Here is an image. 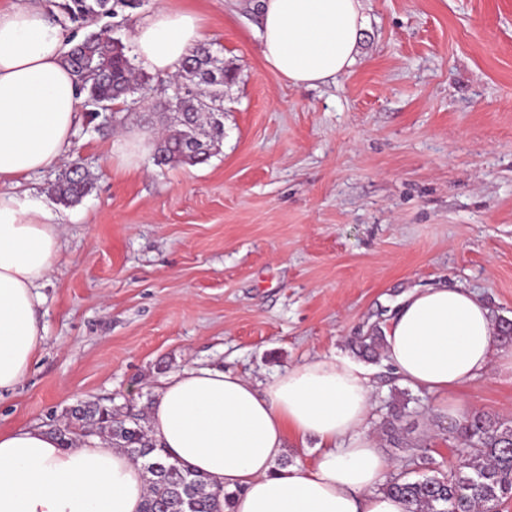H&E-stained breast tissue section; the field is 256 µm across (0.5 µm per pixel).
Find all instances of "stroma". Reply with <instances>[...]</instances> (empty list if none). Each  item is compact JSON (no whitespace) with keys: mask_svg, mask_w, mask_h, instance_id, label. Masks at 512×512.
<instances>
[{"mask_svg":"<svg viewBox=\"0 0 512 512\" xmlns=\"http://www.w3.org/2000/svg\"><path fill=\"white\" fill-rule=\"evenodd\" d=\"M201 16L236 73L224 140L206 161L121 166L114 143L157 128L172 81L150 76L116 121L83 117L66 162L93 180L56 201L61 165L21 189L58 216L61 249L39 292L46 336L26 378L0 395V429L53 426L96 402L140 413L170 373L232 370L266 384L288 366L355 357L413 288L476 292L512 321V0H365L362 54L347 74L294 86L265 64L256 0H167ZM155 6L63 20L77 42L129 43ZM368 427L394 473L431 475L410 444L450 459L436 395L371 360ZM470 411L512 419V381L460 390ZM407 403L404 443L384 422Z\"/></svg>","mask_w":512,"mask_h":512,"instance_id":"35a3bbf8","label":"stroma"}]
</instances>
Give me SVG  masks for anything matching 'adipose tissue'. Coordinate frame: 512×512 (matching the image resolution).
Returning a JSON list of instances; mask_svg holds the SVG:
<instances>
[{
    "instance_id": "1",
    "label": "adipose tissue",
    "mask_w": 512,
    "mask_h": 512,
    "mask_svg": "<svg viewBox=\"0 0 512 512\" xmlns=\"http://www.w3.org/2000/svg\"><path fill=\"white\" fill-rule=\"evenodd\" d=\"M261 54L297 87L336 79L357 62L366 27L363 0H260ZM205 41L195 12L158 6L136 27L129 55L161 78L179 73ZM60 28L45 0L0 5V185H17L71 148L83 102ZM60 251L57 217L42 202L0 195V393L23 381L46 328L40 282ZM386 363L407 384L447 397L489 368L512 379L502 344L477 293L415 289L383 330ZM369 372L348 358L288 367L267 385L214 368H185L155 390L148 433L171 459L232 494L231 512H406L380 491L390 461L366 429ZM315 440L314 461L280 467L287 446ZM142 463L100 437L63 446L51 429L0 430V512H141Z\"/></svg>"
}]
</instances>
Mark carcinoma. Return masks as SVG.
Segmentation results:
<instances>
[{"instance_id":"1","label":"carcinoma","mask_w":512,"mask_h":512,"mask_svg":"<svg viewBox=\"0 0 512 512\" xmlns=\"http://www.w3.org/2000/svg\"><path fill=\"white\" fill-rule=\"evenodd\" d=\"M122 4L131 8V0H63L59 4L69 20L105 15ZM211 48L202 45L186 57L182 76L196 91L174 97L163 108L176 113V123L155 148V165H195L207 160L224 139V85L234 81L233 69L218 70ZM80 91L87 101L114 103L125 100L148 80L135 73L121 41L90 34L73 44L66 56ZM93 183L88 175L73 169L61 174L54 184L56 200L68 206L90 193ZM382 331L376 329L359 337L358 353L375 355L382 347ZM65 426L54 431L70 442L73 437L100 436L130 457L143 462L148 474V499L144 512H215L216 495L209 491L204 476L170 461L169 456L149 438L141 418L127 416L117 409L86 405L67 415ZM448 440L458 441L454 459L439 464L436 474L409 480L397 474L382 491L401 499L407 512H460L466 502L482 512H499L505 495L512 492V420H499L485 414H472L463 422L448 426Z\"/></svg>"}]
</instances>
